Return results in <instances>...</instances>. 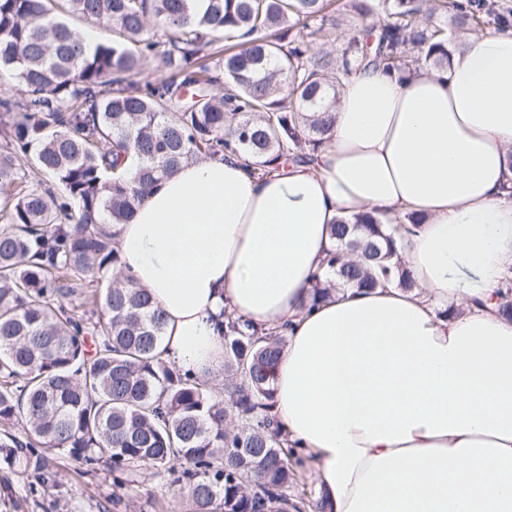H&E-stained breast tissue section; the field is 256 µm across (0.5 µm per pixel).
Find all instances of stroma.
Instances as JSON below:
<instances>
[{
  "label": "stroma",
  "instance_id": "35a3bbf8",
  "mask_svg": "<svg viewBox=\"0 0 512 512\" xmlns=\"http://www.w3.org/2000/svg\"><path fill=\"white\" fill-rule=\"evenodd\" d=\"M60 486L49 502H41L28 483L0 465V494L8 493L21 504L20 512H188L184 483L172 478L146 477L136 486H120L106 467L86 470L76 460H55Z\"/></svg>",
  "mask_w": 512,
  "mask_h": 512
}]
</instances>
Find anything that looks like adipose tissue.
<instances>
[{"label": "adipose tissue", "instance_id": "obj_1", "mask_svg": "<svg viewBox=\"0 0 512 512\" xmlns=\"http://www.w3.org/2000/svg\"><path fill=\"white\" fill-rule=\"evenodd\" d=\"M363 212L422 216L398 246L416 290L311 303L332 224ZM116 232L180 370L221 373L224 311L284 328L275 412L326 512H512V29L442 75L352 74L314 162L185 165Z\"/></svg>", "mask_w": 512, "mask_h": 512}]
</instances>
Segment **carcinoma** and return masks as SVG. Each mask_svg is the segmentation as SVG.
I'll list each match as a JSON object with an SVG mask.
<instances>
[{"label":"carcinoma","instance_id":"obj_1","mask_svg":"<svg viewBox=\"0 0 512 512\" xmlns=\"http://www.w3.org/2000/svg\"><path fill=\"white\" fill-rule=\"evenodd\" d=\"M333 0H0V461L43 494L49 454L134 484L188 465L190 512H318L274 413L286 337L224 315V397L162 358V312L128 275L112 226L165 176L226 152L258 168L307 163L330 139L343 81L356 71L445 72L467 34L512 10L487 0H345L384 20L341 52ZM112 37L87 42L74 21ZM166 73L141 80L145 64ZM224 87V93L216 92ZM43 180H29L30 168ZM412 215L362 213L332 225L340 249L316 280L417 287L398 256ZM24 419L25 433L12 431Z\"/></svg>","mask_w":512,"mask_h":512}]
</instances>
